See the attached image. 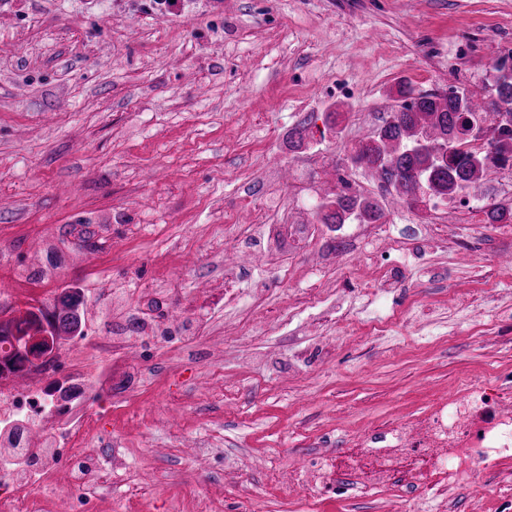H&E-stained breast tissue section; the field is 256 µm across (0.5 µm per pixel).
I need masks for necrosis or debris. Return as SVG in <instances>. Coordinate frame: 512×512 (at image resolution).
<instances>
[{
	"instance_id": "4bbe7bcc",
	"label": "necrosis or debris",
	"mask_w": 512,
	"mask_h": 512,
	"mask_svg": "<svg viewBox=\"0 0 512 512\" xmlns=\"http://www.w3.org/2000/svg\"><path fill=\"white\" fill-rule=\"evenodd\" d=\"M47 286L21 276L15 287L0 289V428L29 423L40 432L35 449L40 460L66 455L88 458L98 454L92 423L72 425L67 416L74 402L99 397L87 362L112 353L124 357L125 336L101 339L83 329L75 343L57 346L44 358H24L15 336L25 311L42 309L51 323ZM26 387H19V380ZM512 457V408L504 407L493 386L472 381L439 400L424 416L407 418L381 435H357L347 444L345 458L319 457L311 470V490L321 493L333 479L361 489L393 485L400 468H407L410 487L447 477L476 486L482 472ZM52 500L26 474L15 472L0 483V512H52Z\"/></svg>"
}]
</instances>
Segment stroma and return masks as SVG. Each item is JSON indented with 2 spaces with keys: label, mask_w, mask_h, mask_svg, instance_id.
Wrapping results in <instances>:
<instances>
[{
  "label": "stroma",
  "mask_w": 512,
  "mask_h": 512,
  "mask_svg": "<svg viewBox=\"0 0 512 512\" xmlns=\"http://www.w3.org/2000/svg\"><path fill=\"white\" fill-rule=\"evenodd\" d=\"M149 2L0 0V263L49 275L56 251L63 285L95 271L106 288H178L161 311L191 322L180 349L134 342L137 390L100 370V448L127 471L74 488L59 463L54 512H190L197 497L222 512H417L399 484L323 500L300 484L350 435L419 417L466 380L512 379V224L477 232L463 206L394 205L349 156L399 83L485 94L512 67V0ZM343 178L410 242L387 258L400 288H378L362 224H317ZM312 223L242 265L223 302L214 225ZM444 510L512 512V458Z\"/></svg>",
  "instance_id": "obj_1"
}]
</instances>
